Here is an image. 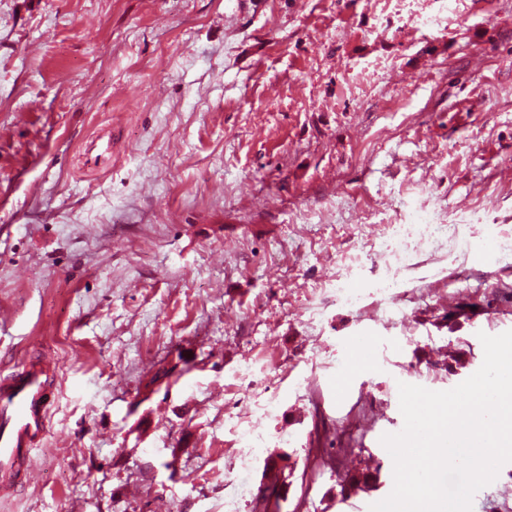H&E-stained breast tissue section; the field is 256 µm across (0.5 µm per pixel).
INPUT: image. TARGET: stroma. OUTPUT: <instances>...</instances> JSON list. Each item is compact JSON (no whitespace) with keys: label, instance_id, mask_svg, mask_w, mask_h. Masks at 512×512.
I'll use <instances>...</instances> for the list:
<instances>
[{"label":"stroma","instance_id":"1","mask_svg":"<svg viewBox=\"0 0 512 512\" xmlns=\"http://www.w3.org/2000/svg\"><path fill=\"white\" fill-rule=\"evenodd\" d=\"M511 329L512 0H0V373L58 367L0 512H253L279 452L278 512H369L399 383Z\"/></svg>","mask_w":512,"mask_h":512}]
</instances>
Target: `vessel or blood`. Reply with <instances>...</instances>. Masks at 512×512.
<instances>
[{"mask_svg": "<svg viewBox=\"0 0 512 512\" xmlns=\"http://www.w3.org/2000/svg\"><path fill=\"white\" fill-rule=\"evenodd\" d=\"M57 364L40 353L0 376V491L28 482L30 456L41 446L55 397Z\"/></svg>", "mask_w": 512, "mask_h": 512, "instance_id": "vessel-or-blood-1", "label": "vessel or blood"}]
</instances>
